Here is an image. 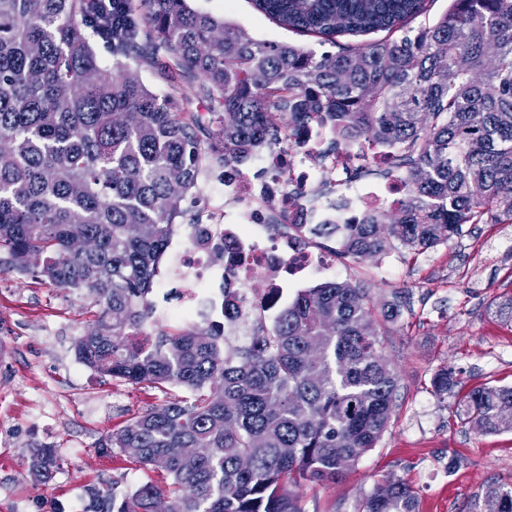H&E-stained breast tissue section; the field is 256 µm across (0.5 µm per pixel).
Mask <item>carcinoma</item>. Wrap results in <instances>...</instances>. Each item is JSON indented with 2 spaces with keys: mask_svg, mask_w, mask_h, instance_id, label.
<instances>
[{
  "mask_svg": "<svg viewBox=\"0 0 512 512\" xmlns=\"http://www.w3.org/2000/svg\"><path fill=\"white\" fill-rule=\"evenodd\" d=\"M254 3L323 42L387 36L318 54L256 41L188 0H0V248L21 273L87 291L96 318L74 344L87 367L183 392L99 443L165 485L93 488L86 512H157L161 500L167 512H306L299 489L336 481L390 425L396 374L369 291L351 281L303 289L234 350L219 322L132 334L203 163L237 166L277 140L271 110L290 114V131L324 127L336 148H398L385 173L405 193L344 225L345 257L423 254L465 224H512V0H448L416 29L424 0ZM132 62L197 83L207 116L182 117ZM456 385L448 369L432 379L440 395ZM456 413L483 433L512 431V386L474 389ZM27 466L48 482L54 448L33 449ZM359 512H418L417 496L390 477ZM482 512H512V490L488 485Z\"/></svg>",
  "mask_w": 512,
  "mask_h": 512,
  "instance_id": "cac0c4a2",
  "label": "carcinoma"
}]
</instances>
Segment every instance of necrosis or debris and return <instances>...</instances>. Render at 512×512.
<instances>
[{
  "label": "necrosis or debris",
  "instance_id": "obj_1",
  "mask_svg": "<svg viewBox=\"0 0 512 512\" xmlns=\"http://www.w3.org/2000/svg\"><path fill=\"white\" fill-rule=\"evenodd\" d=\"M331 141L321 127L279 136L244 164L225 168L221 199H208L193 223L171 234L159 285L177 292L179 314L234 325L225 348L250 341L255 323L287 288L338 273L335 251L316 247L298 225L340 227L399 200L402 185L394 177L369 183L358 177L363 155H389L391 146L336 150ZM255 280L266 284L259 299L247 292Z\"/></svg>",
  "mask_w": 512,
  "mask_h": 512
}]
</instances>
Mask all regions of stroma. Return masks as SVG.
<instances>
[{"label":"stroma","mask_w":512,"mask_h":512,"mask_svg":"<svg viewBox=\"0 0 512 512\" xmlns=\"http://www.w3.org/2000/svg\"><path fill=\"white\" fill-rule=\"evenodd\" d=\"M193 9L243 27L259 41L318 49L252 0H190ZM343 276L369 288L384 353L397 376L391 424L376 448L335 483L303 488L306 512H358L384 479L408 481L419 512H480L486 485L512 488V432L484 434L456 416L474 388L512 385V322L500 316L512 293V224H467L447 244L415 256L399 247L354 261ZM400 314L385 317L387 303ZM92 319L85 292L15 270L0 250V512H82L90 488L124 493L145 481L100 440L146 403L179 397L112 380L84 365L73 345ZM454 369L458 384L436 396L431 380ZM51 446L60 467L33 480L32 449Z\"/></svg>","instance_id":"1"}]
</instances>
